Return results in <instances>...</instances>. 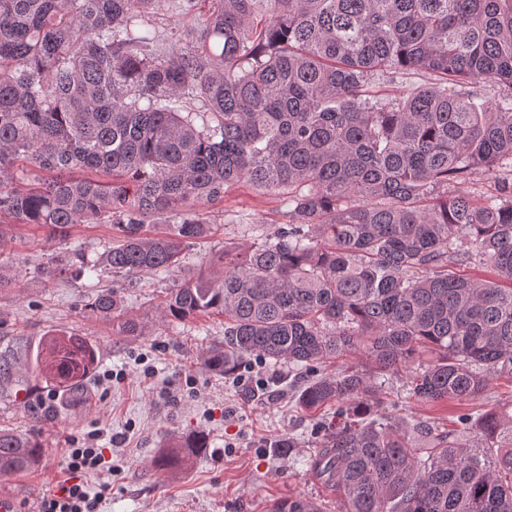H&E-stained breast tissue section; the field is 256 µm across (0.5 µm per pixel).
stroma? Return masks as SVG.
<instances>
[{"instance_id": "stroma-1", "label": "stroma", "mask_w": 512, "mask_h": 512, "mask_svg": "<svg viewBox=\"0 0 512 512\" xmlns=\"http://www.w3.org/2000/svg\"><path fill=\"white\" fill-rule=\"evenodd\" d=\"M209 13L198 0L189 13L164 4L152 24L159 30V53H168L183 31L199 27ZM282 192H260L244 184L226 187L222 199L190 204L216 232L187 251L180 267L138 277L129 287L124 276L106 269L83 278L49 279L42 269L78 252L97 258L118 241L109 224H78L63 239H51L34 224L0 219V270L15 276L13 288L0 292V355L35 362L44 338L80 336L96 348V362L84 380L88 397L71 400L66 388L23 376L0 381V430L36 435L46 448L42 464L27 474L0 477V494L17 502V512H36L43 493L56 489L67 474L62 466L65 442L99 431V447L124 442L111 471L87 474L98 512H266L272 501L301 495L336 512L339 496L316 479L305 464L313 451L319 420L303 412L298 395L307 382L290 365L262 363L256 372L266 389L254 392L234 375L204 368L202 349L224 340L218 314L170 321L145 336H122L92 310L93 297L114 289L124 309L154 323L164 293L183 278L209 272L224 248H241L288 222ZM114 380H105L107 372ZM389 412L406 420L453 427L460 414L512 407V378H491L482 398L460 403L416 402L408 371L380 375ZM204 433L208 446L175 470L158 459L172 443ZM290 438L292 452L278 448Z\"/></svg>"}]
</instances>
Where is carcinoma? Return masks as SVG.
Wrapping results in <instances>:
<instances>
[{"label":"carcinoma","instance_id":"carcinoma-1","mask_svg":"<svg viewBox=\"0 0 512 512\" xmlns=\"http://www.w3.org/2000/svg\"><path fill=\"white\" fill-rule=\"evenodd\" d=\"M160 2L0 0V212L55 237L109 222L122 237L103 262L141 274L178 266L212 230L196 213L160 235L146 223L238 183L287 190L288 228L181 281L160 321L224 315V344L201 355L223 374L252 356L306 373L366 357L371 369L323 372L298 397L336 408L309 465L339 512H512V413L438 430L389 415L377 383L425 351L418 402L472 401L512 377V0H212L165 58L144 20ZM410 69L436 82L372 94ZM23 164L49 177L15 187ZM479 173L492 196L453 189ZM98 265L78 253L43 274ZM91 307L122 336L148 334L113 291ZM94 362L92 344L53 336L36 371L83 399ZM205 447L199 436L159 466ZM44 455L0 430V476ZM269 512L325 510L291 496Z\"/></svg>","mask_w":512,"mask_h":512}]
</instances>
